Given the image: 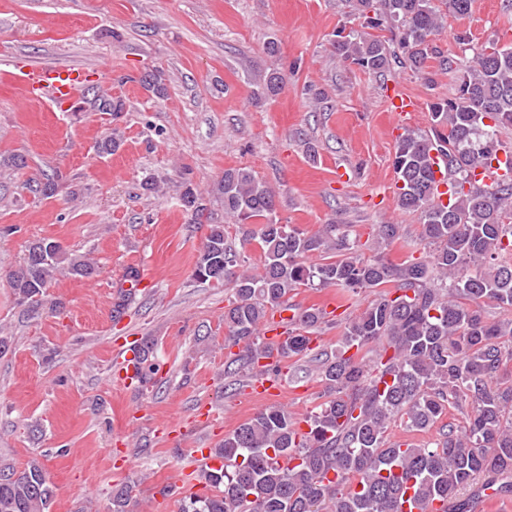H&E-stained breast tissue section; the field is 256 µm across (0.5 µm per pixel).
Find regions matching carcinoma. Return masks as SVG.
I'll list each match as a JSON object with an SVG mask.
<instances>
[{
  "mask_svg": "<svg viewBox=\"0 0 512 512\" xmlns=\"http://www.w3.org/2000/svg\"><path fill=\"white\" fill-rule=\"evenodd\" d=\"M473 0H354L362 30L342 25L330 39L332 52L364 72L392 66L408 69L433 83L432 63L442 70L453 63L436 44L445 13L470 15ZM368 29H386L379 39ZM455 94L430 106V132L407 130L396 142L392 166L398 206L419 214L422 240L433 246L426 259L391 262L365 258L343 224H324L310 234L276 219V192L245 168L224 170L206 193L191 180L180 183V207L209 233L193 276L208 283L220 269L233 299L224 308V329L243 344L232 363L239 369L261 367L279 372L283 359L310 351L309 329L322 319L308 308L289 320L282 341L268 344L260 327L288 309L299 288L386 292L345 322L336 353L319 354L317 377L324 401L304 422L271 405L224 437L216 456L230 465L200 476L206 491L179 501V512H401L403 503L420 512H471L463 491H482L499 483L512 492V320H491L485 307L512 308V264L492 265L512 251V175L491 185L476 180L497 158L496 129L512 127V46H495L488 57L459 68ZM148 96H168L166 73L153 69L138 78ZM285 78L272 71L259 79L254 102L280 94ZM92 112L116 120L127 101L112 89L96 86L84 95ZM493 121L488 125L484 119ZM123 140L113 132L97 142L98 154L116 153ZM448 159L452 178L448 204L437 202L432 153ZM67 177L56 172L31 176L24 187L38 199L57 196ZM224 209L214 223L211 200ZM400 239L397 224H380L377 242ZM258 243L261 268L246 266L242 245ZM65 268L91 280L96 266L50 239L27 247L26 257L9 274L19 303L37 312L46 303L55 271ZM131 288L119 294L112 318L120 319L135 296L139 270L127 269ZM375 353L374 369L365 357ZM138 384L155 383L158 364L153 346L140 344ZM464 412L460 425H444L434 445L387 439L391 424L425 431L447 410ZM50 478L37 459L25 467H0V512H49ZM133 486L112 495L109 512H130Z\"/></svg>",
  "mask_w": 512,
  "mask_h": 512,
  "instance_id": "obj_1",
  "label": "carcinoma"
}]
</instances>
